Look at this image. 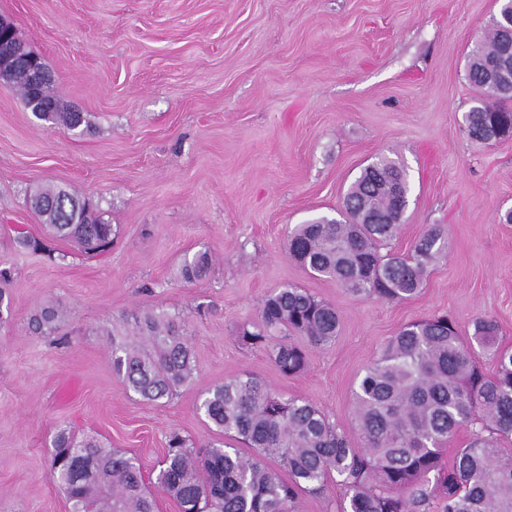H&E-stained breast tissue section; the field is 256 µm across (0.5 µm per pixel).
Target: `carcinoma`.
<instances>
[{"label":"carcinoma","instance_id":"1","mask_svg":"<svg viewBox=\"0 0 512 512\" xmlns=\"http://www.w3.org/2000/svg\"><path fill=\"white\" fill-rule=\"evenodd\" d=\"M512 0H500L488 38L477 42L466 62L468 81L478 95L465 113V133L475 143L489 131L512 135V108L486 104L484 84L491 64L512 46ZM6 81L16 85L29 107L27 77L19 70ZM39 102L54 104L36 118L49 127H79V112H63L43 78ZM409 193L406 172L388 159L364 168L345 195L342 221L319 216L288 230V255L312 275L337 282L358 297L400 302L416 296L429 268L447 256L441 231H425L408 253L381 252L399 227L400 201ZM367 199L390 224H357L355 205ZM31 207L42 223L88 254L110 248L115 232L92 200L63 187L35 189ZM212 265L204 251L186 259L181 277L192 282ZM64 311L49 304L33 318L43 336L58 333ZM182 318L153 309L112 323V366L126 390L141 400H169L196 371L193 350L181 334ZM471 336L496 362L483 372L472 345L446 316H434L399 330L360 375L353 391L355 426L362 446L311 401L284 398L259 378L243 374L209 389L199 404L224 440L199 449L177 432L168 445L155 490L135 458L105 446L97 437L77 440L65 430L53 441L50 477L60 484L69 512H157L156 492L172 498L180 512H296L300 496L321 494L333 476L342 478L350 512H512V456L500 441L512 436V352L499 346V326L488 318L473 323ZM336 308L307 289L288 284L264 300L259 320L236 331L239 344L266 352L284 376L304 371L306 351L288 341L303 336L312 345L335 342ZM468 444L450 465L442 449L460 429ZM251 449L246 456L240 448ZM287 471L281 477L269 465Z\"/></svg>","mask_w":512,"mask_h":512}]
</instances>
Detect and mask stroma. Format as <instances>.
<instances>
[{"mask_svg": "<svg viewBox=\"0 0 512 512\" xmlns=\"http://www.w3.org/2000/svg\"><path fill=\"white\" fill-rule=\"evenodd\" d=\"M498 0H0V17L37 53L76 129L46 128L0 82V512H68L49 475L60 429L122 448L154 483L171 433L216 434L205 392L251 373L311 400L354 434L360 372L398 330L445 315L463 337L495 320L512 349V137L472 143L475 95L465 61ZM385 157L408 174L409 204L389 250L439 226L451 248L403 302L359 299L286 252L288 226L335 215L362 169ZM65 187L97 201L116 231L88 255L50 237L31 190ZM45 251L19 247L15 228ZM209 251L207 278L179 275ZM295 284L335 306L334 344L308 345L283 376L236 330L265 297ZM63 307L65 343L34 331ZM144 308L181 315L197 371L155 404L112 368V322Z\"/></svg>", "mask_w": 512, "mask_h": 512, "instance_id": "obj_1", "label": "stroma"}]
</instances>
